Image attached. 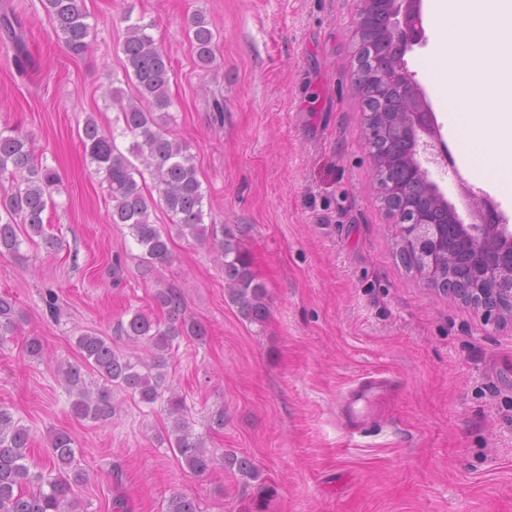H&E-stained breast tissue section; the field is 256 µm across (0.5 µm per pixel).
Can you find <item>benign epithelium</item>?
<instances>
[{
	"mask_svg": "<svg viewBox=\"0 0 512 512\" xmlns=\"http://www.w3.org/2000/svg\"><path fill=\"white\" fill-rule=\"evenodd\" d=\"M373 4L389 17V36L379 44L364 43L360 68L365 70L376 111L387 112L393 101L404 104L395 133L412 145V155L399 161L400 178L387 180L382 197L392 204L391 213L398 228V247L423 258L428 267L423 277L436 285V259L448 256V269H458L466 294L457 299L482 311L485 321L494 325L512 322V225L483 197L473 198L472 215L465 223L432 179L427 165L448 166L451 157L439 126L430 112L423 92L404 61L407 52L422 43V0H362ZM419 180L436 206L448 213V227L438 229L433 212L417 207L411 186Z\"/></svg>",
	"mask_w": 512,
	"mask_h": 512,
	"instance_id": "1",
	"label": "benign epithelium"
}]
</instances>
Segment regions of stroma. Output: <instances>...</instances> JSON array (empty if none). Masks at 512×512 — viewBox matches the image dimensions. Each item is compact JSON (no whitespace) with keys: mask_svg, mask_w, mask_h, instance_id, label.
Returning <instances> with one entry per match:
<instances>
[{"mask_svg":"<svg viewBox=\"0 0 512 512\" xmlns=\"http://www.w3.org/2000/svg\"><path fill=\"white\" fill-rule=\"evenodd\" d=\"M96 37L67 54L39 0H0L26 30L27 67L0 30V128L28 134L58 172L45 228L61 250L24 247L0 256V294L21 315L0 345V406L30 427L31 464L47 462L54 431L70 432L86 480L74 493L86 512H164L176 493L202 512H512V325L431 287L396 252V227L379 198L362 140L364 104L353 86L361 49L358 0H83ZM153 22L168 54L174 117L207 193L206 221L230 228L267 289L264 322L242 318L224 293V268L209 245L173 236V259L144 276L140 248L109 221L111 202L80 141L86 118L111 128L106 94L122 79L126 7ZM203 11L216 34L209 71L196 64L187 20ZM407 54L452 157L451 116L422 60ZM224 102L216 124L214 99ZM431 174L461 217L466 188L512 220V196L475 180L466 165ZM176 292L183 317L205 340L182 338L167 380L196 434L245 455L256 479L216 464L197 476L165 439L162 403L117 393L111 421L78 419L55 373L78 361L77 336L94 331L141 355L120 331L132 313L157 314V290ZM57 295L49 314L47 291ZM40 337L43 359L25 352ZM379 374L391 396L345 402L357 380ZM223 425H216V415Z\"/></svg>","mask_w":512,"mask_h":512,"instance_id":"1","label":"stroma"}]
</instances>
